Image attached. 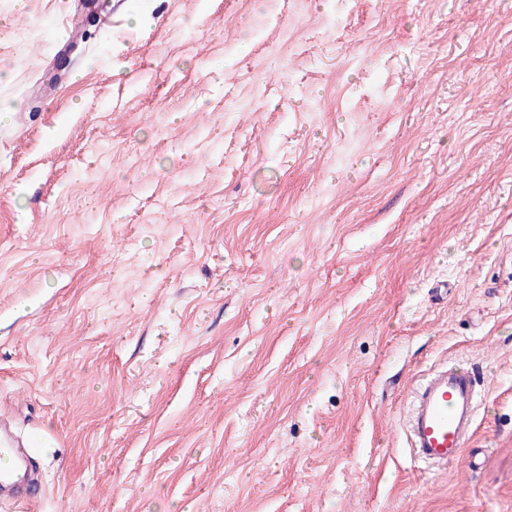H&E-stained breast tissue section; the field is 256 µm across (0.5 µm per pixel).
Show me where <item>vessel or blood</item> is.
I'll return each mask as SVG.
<instances>
[{
    "mask_svg": "<svg viewBox=\"0 0 512 512\" xmlns=\"http://www.w3.org/2000/svg\"><path fill=\"white\" fill-rule=\"evenodd\" d=\"M483 378L477 368L447 362L429 371L414 390L406 439L412 454L431 466L458 460L476 429ZM0 485L15 488L13 503L22 507L41 490L30 466L33 456L23 441L0 427Z\"/></svg>",
    "mask_w": 512,
    "mask_h": 512,
    "instance_id": "vessel-or-blood-1",
    "label": "vessel or blood"
}]
</instances>
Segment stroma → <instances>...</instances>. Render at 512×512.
Segmentation results:
<instances>
[{
	"mask_svg": "<svg viewBox=\"0 0 512 512\" xmlns=\"http://www.w3.org/2000/svg\"><path fill=\"white\" fill-rule=\"evenodd\" d=\"M67 2L0 0L24 512H512V0H110L47 97ZM483 378L477 368L446 362L416 385L406 439L411 453L431 466L458 460L476 429Z\"/></svg>",
	"mask_w": 512,
	"mask_h": 512,
	"instance_id": "35a3bbf8",
	"label": "stroma"
}]
</instances>
